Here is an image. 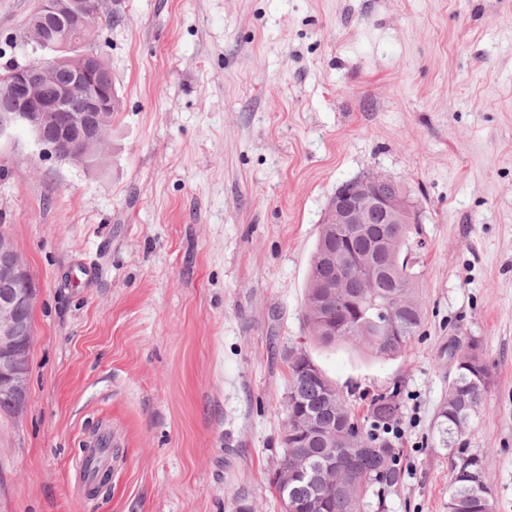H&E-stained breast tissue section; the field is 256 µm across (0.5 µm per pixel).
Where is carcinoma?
I'll use <instances>...</instances> for the list:
<instances>
[{
  "mask_svg": "<svg viewBox=\"0 0 512 512\" xmlns=\"http://www.w3.org/2000/svg\"><path fill=\"white\" fill-rule=\"evenodd\" d=\"M420 235L416 224H369L355 234L344 224H323L305 286L304 319L316 341L324 346H352L383 360L406 354L419 335L423 306L418 286L421 271L408 255ZM336 252V265L326 260ZM341 282L336 296L327 298L324 284ZM391 314L386 326L379 313ZM288 385L282 404L285 414L284 448L275 471L298 468L322 472L321 482L299 492L303 512H367L371 499L383 507L386 492L400 479V449L389 430L400 418L395 393L378 394L369 415L358 417L340 388L327 378L310 355L299 347L288 349ZM493 375L475 338L459 349L455 376L437 414L440 443L453 448L462 443L469 424L480 415ZM315 417L327 426L318 433L302 429L296 418ZM485 466L470 455L455 467L448 487V512H482L479 492L468 471Z\"/></svg>",
  "mask_w": 512,
  "mask_h": 512,
  "instance_id": "1",
  "label": "carcinoma"
}]
</instances>
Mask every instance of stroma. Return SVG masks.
Wrapping results in <instances>:
<instances>
[{"mask_svg": "<svg viewBox=\"0 0 512 512\" xmlns=\"http://www.w3.org/2000/svg\"><path fill=\"white\" fill-rule=\"evenodd\" d=\"M38 0H0V69ZM91 46L119 107L100 162L0 144V234L38 288L29 404L0 415V512H283L289 348L358 414L397 392L384 509L448 512L459 454L512 512V0H100ZM370 172L420 214L421 334L402 357L304 324L331 197ZM496 383L465 450L441 447L454 353ZM112 488L84 496L89 442Z\"/></svg>", "mask_w": 512, "mask_h": 512, "instance_id": "stroma-1", "label": "stroma"}]
</instances>
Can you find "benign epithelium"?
<instances>
[{
  "label": "benign epithelium",
  "mask_w": 512,
  "mask_h": 512,
  "mask_svg": "<svg viewBox=\"0 0 512 512\" xmlns=\"http://www.w3.org/2000/svg\"><path fill=\"white\" fill-rule=\"evenodd\" d=\"M90 23L87 0H39L29 21L33 55L0 71V97L11 109L0 114V139L25 132L48 154L69 158L66 140L56 130L72 129L83 147L105 140L109 115L118 107L112 73L83 34ZM392 183L381 174L357 177L351 191L330 199L329 224H371L375 215L392 224L408 212L411 224L419 212L397 194L378 190ZM38 289L29 267L13 243L0 237V398H12L14 414L26 408L28 357L32 336L21 334L22 314L33 311Z\"/></svg>",
  "instance_id": "benign-epithelium-1"
}]
</instances>
